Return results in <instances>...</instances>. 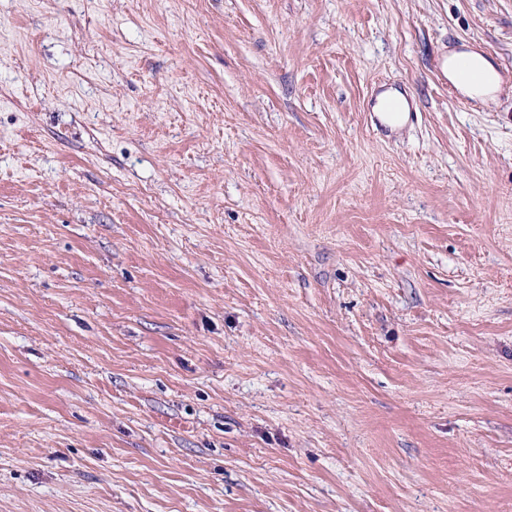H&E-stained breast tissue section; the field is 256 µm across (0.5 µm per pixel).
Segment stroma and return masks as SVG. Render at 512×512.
Masks as SVG:
<instances>
[{
	"mask_svg": "<svg viewBox=\"0 0 512 512\" xmlns=\"http://www.w3.org/2000/svg\"><path fill=\"white\" fill-rule=\"evenodd\" d=\"M450 48L512 0H0V512H512V81ZM458 55H468L471 59H473L478 66L484 72L486 79L487 77L493 73V69L490 64L479 54L477 53H459L454 54L448 59V78L453 82V84L465 94L470 96H483L493 93L497 90V81L493 88L483 89L485 81L482 84H474L468 79L462 77L455 69H470L473 66L472 61L466 57H458L453 60V66L455 69H452L450 65V61L458 56Z\"/></svg>",
	"mask_w": 512,
	"mask_h": 512,
	"instance_id": "1",
	"label": "stroma"
}]
</instances>
